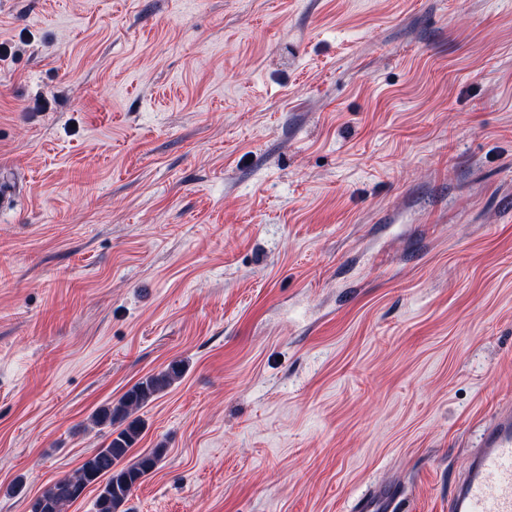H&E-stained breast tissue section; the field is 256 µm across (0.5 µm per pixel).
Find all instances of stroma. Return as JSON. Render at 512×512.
Instances as JSON below:
<instances>
[{
	"instance_id": "obj_1",
	"label": "stroma",
	"mask_w": 512,
	"mask_h": 512,
	"mask_svg": "<svg viewBox=\"0 0 512 512\" xmlns=\"http://www.w3.org/2000/svg\"><path fill=\"white\" fill-rule=\"evenodd\" d=\"M0 512L94 414L127 512H448L512 405V0H0ZM183 371V361H174L165 371L134 384L115 405L101 409L93 421L110 427L109 443L88 456L72 475L46 487L30 512H62L104 476L106 482L95 500V512H125L123 507L132 492L156 469L166 452L165 448H154L123 464L142 432L140 420L131 416L179 379ZM398 496L388 489L373 491L361 504V512H395Z\"/></svg>"
}]
</instances>
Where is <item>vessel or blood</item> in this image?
<instances>
[{"mask_svg": "<svg viewBox=\"0 0 512 512\" xmlns=\"http://www.w3.org/2000/svg\"><path fill=\"white\" fill-rule=\"evenodd\" d=\"M398 498L373 491L361 512H395ZM448 512H512V406L500 409L483 430L469 470L448 500Z\"/></svg>", "mask_w": 512, "mask_h": 512, "instance_id": "b4317fda", "label": "vessel or blood"}]
</instances>
